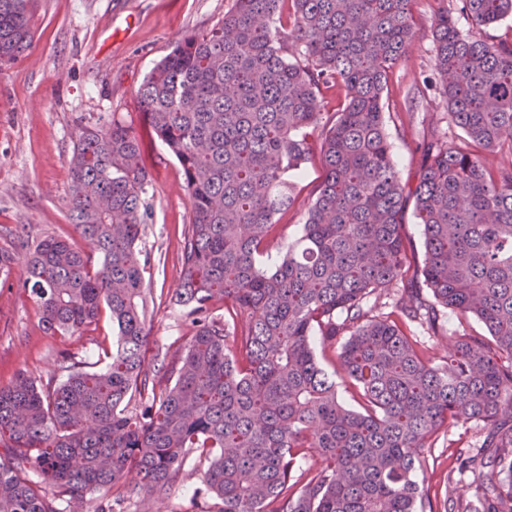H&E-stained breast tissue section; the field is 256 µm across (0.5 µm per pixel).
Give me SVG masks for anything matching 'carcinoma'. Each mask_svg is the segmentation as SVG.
<instances>
[{
	"label": "carcinoma",
	"instance_id": "carcinoma-1",
	"mask_svg": "<svg viewBox=\"0 0 512 512\" xmlns=\"http://www.w3.org/2000/svg\"><path fill=\"white\" fill-rule=\"evenodd\" d=\"M414 0H234L146 76L151 137L182 167L191 216L171 298L194 333L146 359L151 289L141 247L151 215L141 138L121 120L81 128L70 158L68 219L90 251L25 225L0 229V273L26 252L17 288L43 328L74 336L112 319L104 366L60 353L67 378L25 372L0 386V512L125 499L126 475L162 497L188 460L212 512H438L415 480L431 437L481 422L492 449L470 497L444 512H512V41L484 27L512 0H451L432 22L436 89L463 132L422 147L400 181L386 132L388 83L414 41ZM466 19L471 29L458 26ZM35 0H0V65L31 44ZM343 103L321 143L324 177L300 234L270 261L276 214L322 120V91ZM423 232L416 258L403 225ZM401 287L395 310L372 314ZM226 302L228 318L213 301ZM480 321L440 362L409 334L438 337L442 310ZM337 348L360 409L346 406L314 337ZM311 451L321 470H304Z\"/></svg>",
	"mask_w": 512,
	"mask_h": 512
}]
</instances>
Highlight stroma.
Returning <instances> with one entry per match:
<instances>
[{
	"label": "stroma",
	"mask_w": 512,
	"mask_h": 512,
	"mask_svg": "<svg viewBox=\"0 0 512 512\" xmlns=\"http://www.w3.org/2000/svg\"><path fill=\"white\" fill-rule=\"evenodd\" d=\"M234 0H37L38 28L17 60L0 65V225H25L31 238L52 234L86 249L67 218L71 193L69 159L81 126H102L121 119L145 136L151 175V217L142 248L150 257L146 278L152 292L147 321L149 352L176 349L193 329L170 301L181 279V245L191 206L181 166L160 142L148 139L138 90L152 68L183 37L210 30ZM435 0L413 6L415 40L396 66L388 96L396 113L385 118L393 158L401 180L413 179L418 143L430 136L458 140L460 131L435 86L432 51ZM324 128L314 129L307 167L296 180L293 206L277 214L280 242L295 238L314 192L324 176L319 146ZM16 265L11 280L0 278V385L18 372L37 381H62L60 351L96 361V344L111 340L112 323L101 317L81 336L43 331L33 301L12 280L23 278ZM482 424L459 421L435 434L418 471L421 486L443 503L449 488L468 491L469 475L457 468L481 444ZM114 512H204L200 477L186 468L182 482L160 498L145 499L136 475Z\"/></svg>",
	"instance_id": "obj_1"
}]
</instances>
